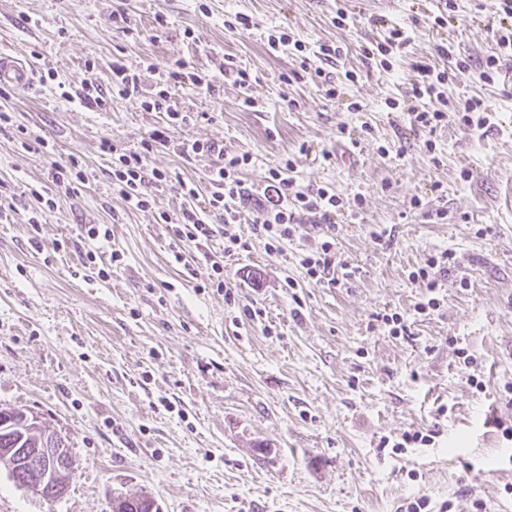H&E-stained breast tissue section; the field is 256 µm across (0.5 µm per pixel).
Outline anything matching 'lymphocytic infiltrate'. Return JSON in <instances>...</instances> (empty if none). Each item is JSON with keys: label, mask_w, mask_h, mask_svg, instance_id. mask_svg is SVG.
Listing matches in <instances>:
<instances>
[{"label": "lymphocytic infiltrate", "mask_w": 512, "mask_h": 512, "mask_svg": "<svg viewBox=\"0 0 512 512\" xmlns=\"http://www.w3.org/2000/svg\"><path fill=\"white\" fill-rule=\"evenodd\" d=\"M492 15L496 25L495 46L485 56L478 72H471L468 61L459 58L451 45L436 48L442 67L422 64L415 67L418 77L406 93L408 103L404 106L409 112L411 127L429 134L423 143L427 153H434L431 135L448 118H455L480 138L498 125L496 113L488 109L482 97L469 96L451 101L444 91L451 78L469 73L481 83L494 84L501 75L504 61L512 58V0H492ZM412 40L411 29L391 23L385 26L382 39L361 44V55L377 61L383 70L388 71L392 68V56L402 54ZM267 45L273 51L293 46L299 70L318 79L325 99H338L341 82L352 83L357 79L356 72L351 70L337 78L322 69L323 64L336 62L342 57V46L326 42L312 45L296 39L294 33L285 28L269 34ZM111 72L112 89L118 96L140 100L143 110L162 112L167 116L165 129L154 131L150 139L143 142L141 151L120 154L113 164L112 185L133 209L152 207L157 193L168 182L164 172L147 170L145 160L151 152L165 149L186 159L210 158L207 178L214 191L205 210L192 207L182 210L178 229L181 241L211 240L216 236L219 224L239 221L245 200L251 197L255 200V222L267 238L268 249L273 252H280L282 241L296 237L305 223H313L319 235L312 247L300 253L298 264L307 282L331 288L340 286L337 272L347 269L348 264L337 255L336 241L341 227L336 219L361 210L364 204L361 195L349 198L323 187L315 190L300 187L293 176L296 164L290 158L269 167L262 184L254 190H246L242 174L252 163L249 154L229 151L216 142H178L171 135L172 130L193 121L195 115L171 104L169 85H180L211 95L215 92L213 76L178 60L169 65L161 76V89L146 97L142 94L138 74L123 59H113ZM455 264V252L447 248L427 254L409 273V280L423 290L421 301L414 306L417 314L429 316L439 311V277Z\"/></svg>", "instance_id": "1"}]
</instances>
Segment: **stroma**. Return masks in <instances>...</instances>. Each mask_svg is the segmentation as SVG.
Masks as SVG:
<instances>
[{
    "label": "stroma",
    "mask_w": 512,
    "mask_h": 512,
    "mask_svg": "<svg viewBox=\"0 0 512 512\" xmlns=\"http://www.w3.org/2000/svg\"><path fill=\"white\" fill-rule=\"evenodd\" d=\"M340 2L356 25L334 24ZM128 3L137 40L113 28V0H0V49L25 56L36 74L55 71L33 89L6 91L13 123L0 129V409L38 413L66 437L75 465L68 493L53 502L18 487L0 465V512H109L117 493L148 494L162 512H396L418 494L435 506L452 501V512H472L477 499L486 512H512L504 491L512 442L494 424L512 422V404L501 398L512 384V92L503 90L512 85V61L504 85L448 83L449 98L477 94L496 112L504 130L487 138L453 119L430 137L385 106L404 95L414 63H437L439 43L479 65L494 43L480 0H455L456 20L442 29L422 19L388 72L364 60L359 44L382 35L379 19L408 24L436 11L437 0ZM203 3L208 12H200ZM236 12L251 16L254 28L225 29ZM159 13L169 22L162 34L154 30ZM276 26L306 42L346 46L334 72L356 71L357 83L336 102L310 79L283 83L292 56L268 52ZM116 56L135 68L146 92L177 59L216 76L214 96L176 90L179 107L200 118L174 136L250 153L245 187L293 157L302 187L362 194L363 210L338 237L339 255L355 269L345 285L286 288V280H301L296 256L308 240L269 252L249 205L229 227L248 244L224 258L230 295L209 287L204 258L223 249V235L187 246L190 269L176 264L178 228L159 223L158 213L180 216L184 182L198 188L195 207H205L210 160L151 153L147 167L165 172L168 185L154 207L130 209L112 186V159L140 150L165 115L118 96L104 112L81 103L83 85L111 91ZM226 56L256 76L250 93L218 78ZM59 82L69 98L56 93ZM248 95L257 107L244 106ZM354 100L362 111H348ZM365 123L371 133L345 160L339 128ZM429 137L431 156L423 148ZM324 149L335 151V164L322 161ZM72 157L86 187L58 193L56 209L30 223L37 209L30 188L50 186L52 163ZM464 170L470 179L461 178ZM439 210L446 219L436 218ZM86 224L112 229L99 246L102 257L123 255L110 279L80 265ZM379 226L389 232L380 242L371 235ZM445 248L457 265L441 278V307L417 315L420 291L408 274ZM464 278L469 287H461ZM249 308L265 310L263 320L247 317ZM394 311L409 321L411 337L389 335L380 322ZM461 346L477 368L460 363ZM473 375L484 389L471 386ZM442 405L447 415L438 414ZM409 429L434 437L393 450Z\"/></svg>",
    "instance_id": "1"
}]
</instances>
